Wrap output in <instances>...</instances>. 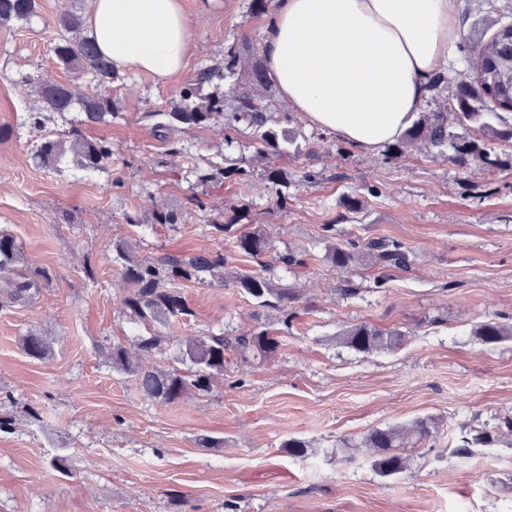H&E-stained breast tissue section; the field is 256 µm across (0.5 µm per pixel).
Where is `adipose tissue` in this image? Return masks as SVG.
<instances>
[{
    "label": "adipose tissue",
    "instance_id": "adipose-tissue-1",
    "mask_svg": "<svg viewBox=\"0 0 512 512\" xmlns=\"http://www.w3.org/2000/svg\"><path fill=\"white\" fill-rule=\"evenodd\" d=\"M452 0H275L262 55L280 96L367 152L398 139L459 36ZM84 27L116 67L159 81L192 48L182 0H89Z\"/></svg>",
    "mask_w": 512,
    "mask_h": 512
}]
</instances>
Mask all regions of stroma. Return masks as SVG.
<instances>
[{
	"instance_id": "1",
	"label": "stroma",
	"mask_w": 512,
	"mask_h": 512,
	"mask_svg": "<svg viewBox=\"0 0 512 512\" xmlns=\"http://www.w3.org/2000/svg\"><path fill=\"white\" fill-rule=\"evenodd\" d=\"M31 23L0 26V230L30 265L53 280L33 299L0 306V512H512V442L453 448L466 429L512 416V339L484 344L481 322L512 316V145L500 164L460 168L447 154L418 144L400 156L387 146L339 151L341 137L301 114L285 121L278 101L270 127L296 133L289 156L276 159L291 178L286 209L265 177L252 139L227 149L222 126L160 131L182 104L179 91L198 69L219 66L232 45L240 71L262 58L270 17L252 0H183L194 50L167 82L120 70L112 82L110 123L80 124L79 113H47L45 131L67 136L79 126L112 145L106 171L85 174L73 161L38 165L40 131L28 114L34 84L65 82L70 72L50 53L56 16L87 0H39ZM462 37L489 40L512 21V0H453ZM181 155H169L170 141ZM247 156L251 173L213 184L207 214L170 227L154 210H181L193 169L216 170ZM317 172L314 181L305 171ZM247 212L271 254L303 252L297 273L259 267L211 226ZM336 238H383L409 250V269H380L371 257L336 268L322 227ZM124 244L150 260L220 252L224 280L179 282L192 311L163 329L160 350L143 354L147 370H185L181 349L194 336L239 335L265 325L279 342L266 359L231 357L209 393L166 404L142 396L134 378L113 371L109 346L136 349L150 325L123 306L131 287L114 262ZM262 271L275 287L295 289L294 318L259 308L233 278ZM387 278L376 286L378 275ZM352 286V295L341 286ZM366 323L404 333L394 351L363 355L340 344L344 329ZM46 336L51 353L29 358L20 338ZM431 423L425 443L407 442V469L380 475L370 431ZM297 439L305 454L290 452ZM66 456V472L49 464Z\"/></svg>"
}]
</instances>
